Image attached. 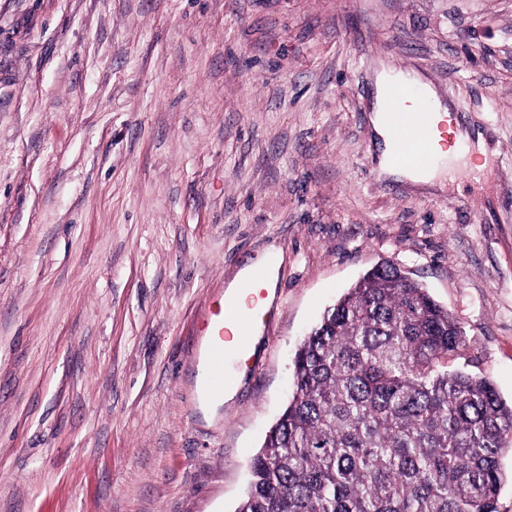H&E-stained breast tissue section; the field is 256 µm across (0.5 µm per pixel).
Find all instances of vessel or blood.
<instances>
[{"label": "vessel or blood", "mask_w": 512, "mask_h": 512, "mask_svg": "<svg viewBox=\"0 0 512 512\" xmlns=\"http://www.w3.org/2000/svg\"><path fill=\"white\" fill-rule=\"evenodd\" d=\"M390 95L403 102L401 108L385 115L387 126L393 130V160L400 165L430 166L434 161L433 135L447 132V123H436L424 98L409 85H393ZM266 280L265 269H254L236 296L218 300L206 312L205 360L210 373L222 375L228 359L240 366H250L248 330L266 321L267 311L261 305L266 295Z\"/></svg>", "instance_id": "obj_1"}]
</instances>
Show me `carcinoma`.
<instances>
[{"label":"carcinoma","instance_id":"1","mask_svg":"<svg viewBox=\"0 0 512 512\" xmlns=\"http://www.w3.org/2000/svg\"><path fill=\"white\" fill-rule=\"evenodd\" d=\"M462 328L392 262L304 338L236 512H499L512 404L452 368Z\"/></svg>","mask_w":512,"mask_h":512}]
</instances>
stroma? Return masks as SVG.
Returning a JSON list of instances; mask_svg holds the SVG:
<instances>
[{
    "instance_id": "35a3bbf8",
    "label": "stroma",
    "mask_w": 512,
    "mask_h": 512,
    "mask_svg": "<svg viewBox=\"0 0 512 512\" xmlns=\"http://www.w3.org/2000/svg\"><path fill=\"white\" fill-rule=\"evenodd\" d=\"M487 165L379 177L380 65ZM280 259L214 418L199 318ZM389 260L512 400V0H0V512H235L303 336Z\"/></svg>"
}]
</instances>
